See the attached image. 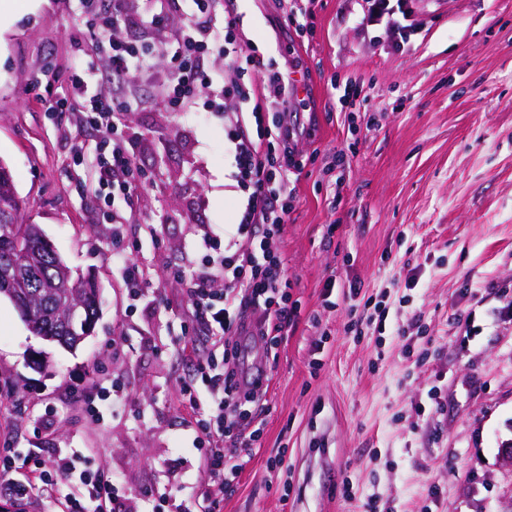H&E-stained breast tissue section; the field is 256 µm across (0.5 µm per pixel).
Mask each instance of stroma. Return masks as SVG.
Returning a JSON list of instances; mask_svg holds the SVG:
<instances>
[{
    "label": "stroma",
    "instance_id": "obj_1",
    "mask_svg": "<svg viewBox=\"0 0 512 512\" xmlns=\"http://www.w3.org/2000/svg\"><path fill=\"white\" fill-rule=\"evenodd\" d=\"M81 9L43 0L0 31V160L29 221L100 291L94 331L74 351L34 336L0 297V456L97 449L128 512H146L153 494L208 480L180 403L205 350L185 290L197 239L223 236L244 199L222 117L171 111L149 85L126 116L143 187L130 202L90 192L83 155L102 136L49 108L79 58ZM311 9L303 43L279 0L236 2L257 52L308 74L309 93L298 107L305 167L274 244L301 316L270 347L241 345L266 364L269 408L222 512H502L512 0H419L401 51L358 28L354 0ZM338 77L362 83L359 111L339 103ZM118 250L147 274L138 295L119 277ZM377 302L381 334L364 323Z\"/></svg>",
    "mask_w": 512,
    "mask_h": 512
}]
</instances>
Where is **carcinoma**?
I'll return each mask as SVG.
<instances>
[{
	"label": "carcinoma",
	"instance_id": "cac0c4a2",
	"mask_svg": "<svg viewBox=\"0 0 512 512\" xmlns=\"http://www.w3.org/2000/svg\"><path fill=\"white\" fill-rule=\"evenodd\" d=\"M39 225L25 220L22 203L7 166L0 161V271L11 272V284L0 280V295L22 309L24 299L34 307L32 333L67 348H76L82 327L92 326L98 313V290L94 282L76 280L69 266L55 249L41 245ZM68 291L81 303V315L72 323L65 312L46 315V298L57 291Z\"/></svg>",
	"mask_w": 512,
	"mask_h": 512
}]
</instances>
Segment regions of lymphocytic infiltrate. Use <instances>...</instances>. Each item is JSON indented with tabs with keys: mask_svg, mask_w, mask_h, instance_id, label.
<instances>
[{
	"mask_svg": "<svg viewBox=\"0 0 512 512\" xmlns=\"http://www.w3.org/2000/svg\"><path fill=\"white\" fill-rule=\"evenodd\" d=\"M235 0H224V29L216 31L212 0H192L182 27L166 24L169 0H82V19L92 47L107 54L110 71L96 75L84 60L68 76L71 94L58 101L57 111L80 115L82 122L111 137V148H99L87 162L90 188H110L134 197L140 187L133 151L122 135L136 89L155 83L159 96L174 109L204 97L205 107L223 113L224 138L234 156L236 189L246 199L236 224L228 231L224 251L212 253V239L202 235L198 250L209 257L187 289L188 307L211 345L196 365L200 385L186 391L191 408L201 409L190 425L193 447L202 450L210 484L192 491L193 512H221L225 487L231 486L245 460L240 449L255 447L263 430L256 423L267 401L261 377L244 376L236 340L251 337L264 344L276 341L300 315L286 264L270 244L284 232L295 199V182L303 163L295 149L301 135L297 113L288 109L299 93L294 73L280 70L251 49ZM359 25L393 36V48L408 43L415 31L413 0H362ZM152 30L153 41L142 44L111 39L131 17ZM170 48L163 74L153 71L158 44ZM229 59L233 80H214L207 66L212 52ZM241 109L227 107L228 99ZM16 503L46 498L57 512H121L119 489L95 464V453L35 463L18 470L10 457L0 458V496Z\"/></svg>",
	"mask_w": 512,
	"mask_h": 512,
	"instance_id": "f902f5d3",
	"label": "lymphocytic infiltrate"
}]
</instances>
